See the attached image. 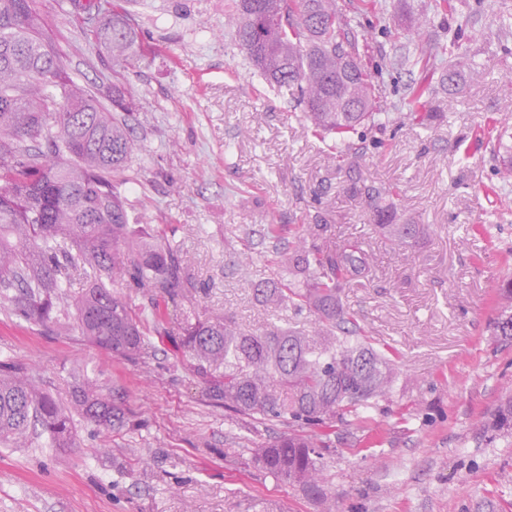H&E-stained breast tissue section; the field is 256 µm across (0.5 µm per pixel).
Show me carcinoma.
Instances as JSON below:
<instances>
[{"mask_svg":"<svg viewBox=\"0 0 512 512\" xmlns=\"http://www.w3.org/2000/svg\"><path fill=\"white\" fill-rule=\"evenodd\" d=\"M128 2L112 0V12L89 35L126 62L142 51ZM32 5L0 0V310L30 324L51 322L62 334L73 318L88 343L130 361L152 348L146 323L166 335L171 311H181L179 346L208 380L210 397L239 415L288 421V433L250 449L252 462L326 502L323 460L337 423L379 408L397 382L398 353L375 349L343 303L345 288L368 271L369 254L357 242L319 244L326 224L298 225L285 251L283 225H264L277 255L272 263L288 280L261 281L256 291L298 314H314L320 342L276 325L245 333L222 317L193 318L197 288L180 253L169 240H145L132 229L125 198L112 183L137 150L126 120L62 76L52 20L38 19ZM385 11L386 0H365L353 13L337 0H230L224 26L267 84L296 91L314 134L335 135L333 149L342 157L359 128L382 124L359 41L366 40L360 17ZM442 54L448 58L439 67L436 55L423 50L412 60L419 78L407 85L403 106L422 125L431 120L423 108L436 70L444 84L464 66L453 52ZM111 100L115 110H132L119 83L112 84ZM497 157L511 178L512 146L502 135ZM350 192L372 208L394 245L405 248L418 237L419 225L395 223L392 206L384 204L390 190L355 178ZM76 269L86 280L78 295L70 291ZM122 281L139 291V302L111 288ZM496 294L491 335L511 343L512 277ZM77 417L113 429L127 423L125 410L93 379L77 382L61 405L23 366L0 363V445H17L39 429L52 447L69 448ZM495 421L512 427V398L499 405Z\"/></svg>","mask_w":512,"mask_h":512,"instance_id":"carcinoma-1","label":"carcinoma"}]
</instances>
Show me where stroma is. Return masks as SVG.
Instances as JSON below:
<instances>
[{
	"label": "stroma",
	"instance_id": "35a3bbf8",
	"mask_svg": "<svg viewBox=\"0 0 512 512\" xmlns=\"http://www.w3.org/2000/svg\"><path fill=\"white\" fill-rule=\"evenodd\" d=\"M228 0H134L130 12L149 50L124 66L140 150L118 191L145 236L178 247L200 289V318L223 315L242 331L271 324L311 329L314 317L263 302L255 283L275 277L265 224H326V241L355 239L371 256L367 279L343 302L378 344L396 348L399 379L385 409L337 427L324 459L335 512H512V435L495 431L512 397V345L489 331L495 289L512 275V193L493 192L498 162L485 136L512 126V0H392L371 18L362 62L388 118L351 139L357 170L396 190L401 224L420 227L392 250L365 202L352 197L348 166L307 131L287 88L262 81L224 36ZM52 16L55 50L70 80L90 93L112 85L107 52L86 38L69 0H34ZM422 43H456L480 66L448 91L427 93L430 127L400 105L413 78L400 57L412 19ZM176 337L133 363L84 341L0 313V361L22 364L67 402L83 376L121 399L131 423L78 422L70 448L31 439L0 447V512H321L288 483L254 468L248 447L287 433L284 421L243 417L212 401ZM417 406L409 424L395 412Z\"/></svg>",
	"mask_w": 512,
	"mask_h": 512
}]
</instances>
